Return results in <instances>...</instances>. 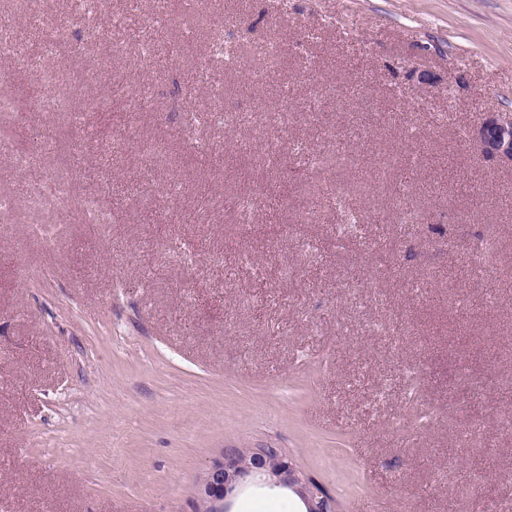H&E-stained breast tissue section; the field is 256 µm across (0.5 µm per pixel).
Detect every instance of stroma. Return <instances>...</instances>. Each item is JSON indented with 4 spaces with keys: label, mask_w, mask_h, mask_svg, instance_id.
<instances>
[{
    "label": "stroma",
    "mask_w": 512,
    "mask_h": 512,
    "mask_svg": "<svg viewBox=\"0 0 512 512\" xmlns=\"http://www.w3.org/2000/svg\"><path fill=\"white\" fill-rule=\"evenodd\" d=\"M0 8L151 88L0 113V512H194L210 461L262 446L337 512H512V163L462 138L512 116V0H224L163 74L152 0ZM284 106L287 134L250 119ZM57 178L103 236L30 207ZM232 509L305 512L260 483Z\"/></svg>",
    "instance_id": "obj_1"
}]
</instances>
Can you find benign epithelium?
<instances>
[{
    "instance_id": "1",
    "label": "benign epithelium",
    "mask_w": 512,
    "mask_h": 512,
    "mask_svg": "<svg viewBox=\"0 0 512 512\" xmlns=\"http://www.w3.org/2000/svg\"><path fill=\"white\" fill-rule=\"evenodd\" d=\"M467 136L486 158L512 160V118L490 112L467 131ZM254 479H263L272 487L296 490L306 504V512H336L335 500L321 485L305 478L280 448H254L244 457L237 448L226 450L197 481L196 499L223 512L236 489Z\"/></svg>"
}]
</instances>
